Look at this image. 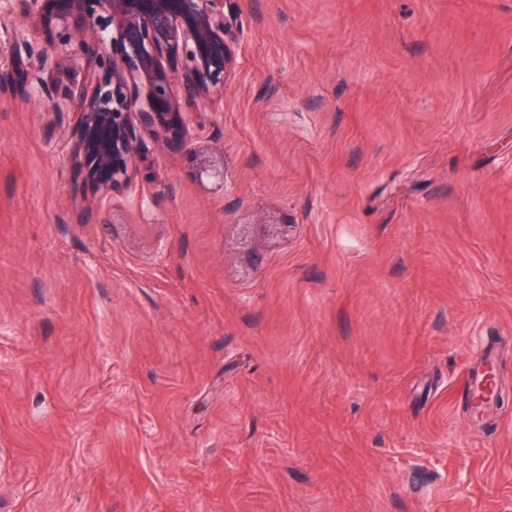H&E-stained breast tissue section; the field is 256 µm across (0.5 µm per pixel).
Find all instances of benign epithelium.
<instances>
[{
    "label": "benign epithelium",
    "instance_id": "1",
    "mask_svg": "<svg viewBox=\"0 0 512 512\" xmlns=\"http://www.w3.org/2000/svg\"><path fill=\"white\" fill-rule=\"evenodd\" d=\"M39 41L9 37L0 51V93L25 68L32 93L53 112L72 113V159L94 192L129 186L152 143L189 147L234 61L237 0H17ZM74 58L83 82L64 88L43 77L51 55Z\"/></svg>",
    "mask_w": 512,
    "mask_h": 512
}]
</instances>
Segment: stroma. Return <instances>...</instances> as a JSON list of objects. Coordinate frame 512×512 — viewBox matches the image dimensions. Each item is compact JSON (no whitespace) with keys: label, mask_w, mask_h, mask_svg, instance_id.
<instances>
[{"label":"stroma","mask_w":512,"mask_h":512,"mask_svg":"<svg viewBox=\"0 0 512 512\" xmlns=\"http://www.w3.org/2000/svg\"><path fill=\"white\" fill-rule=\"evenodd\" d=\"M238 5L196 153L91 212L0 100V512H512V0Z\"/></svg>","instance_id":"obj_1"}]
</instances>
